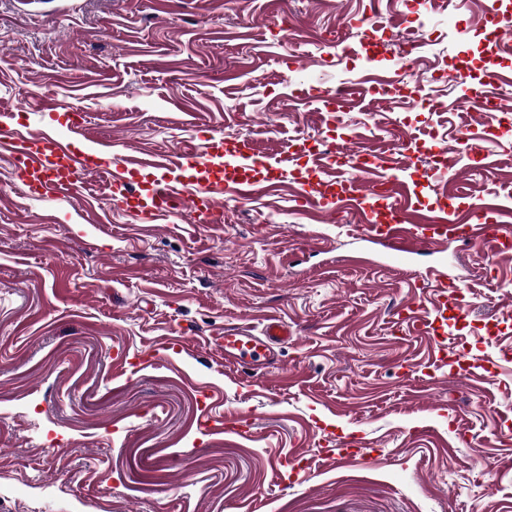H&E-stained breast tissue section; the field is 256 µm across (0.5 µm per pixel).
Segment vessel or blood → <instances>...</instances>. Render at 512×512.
Returning a JSON list of instances; mask_svg holds the SVG:
<instances>
[{"label":"vessel or blood","mask_w":512,"mask_h":512,"mask_svg":"<svg viewBox=\"0 0 512 512\" xmlns=\"http://www.w3.org/2000/svg\"><path fill=\"white\" fill-rule=\"evenodd\" d=\"M0 154L10 159L19 180L30 193L47 200L74 196L81 175L90 172L105 175L110 196L123 198L127 212L143 224L157 223L182 207L189 208L196 223L213 224L217 221L218 194L225 192L245 199L253 188L248 180L224 182L213 170L215 160L226 155L233 158L236 167L250 169L255 154L253 143L248 139L228 148L223 141L205 138L200 146L181 153L180 176L152 179L145 185L113 172L111 161L92 163L89 154L72 152L62 139L43 131L14 128L5 119L0 120ZM356 186L357 181L352 178L342 181L337 189L327 194L319 184H308L300 202L301 216L310 218L345 206L359 207L365 214L360 230L366 241L380 245L398 257L459 239L489 246L500 253L512 251V226L487 223V206H476L468 218L460 219L443 204L436 208L434 215L428 216L397 201L392 205L394 218L386 224L376 219L375 207L358 195ZM433 286L440 304L452 302L457 310H466V303L457 299L459 290L453 282L438 275ZM400 316L411 335L435 337L432 321L419 316L411 306H404ZM289 336L287 324L272 318L258 336L242 327H225L218 344L225 359H246L252 368L270 369L278 364V345L287 342Z\"/></svg>","instance_id":"obj_1"}]
</instances>
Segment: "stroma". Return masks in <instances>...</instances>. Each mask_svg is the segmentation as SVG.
Masks as SVG:
<instances>
[{
  "label": "stroma",
  "mask_w": 512,
  "mask_h": 512,
  "mask_svg": "<svg viewBox=\"0 0 512 512\" xmlns=\"http://www.w3.org/2000/svg\"><path fill=\"white\" fill-rule=\"evenodd\" d=\"M427 8L407 69L365 18L402 34L408 0H0V112L160 177L202 125L260 156L343 134L397 162L419 213L448 194L460 214L487 199L512 211V150L460 101L465 82L512 98V50L487 42V0ZM446 68L464 81H433ZM382 76L392 99L374 92ZM354 83L337 118L308 97ZM50 101L85 112L84 135L47 123ZM445 146L460 154L452 182L425 179ZM301 189L224 195L219 224H138L103 176L43 201L0 157V512H512V253L448 241L388 266L360 212L298 216ZM434 271L472 304L437 341L398 320L408 304L435 318ZM272 316L294 336L278 368L243 380L210 340L260 335ZM442 349L473 375H452ZM149 353L157 364L130 366ZM208 414L250 429L207 434ZM339 437L369 443L360 466L324 455Z\"/></svg>",
  "instance_id": "35a3bbf8"
}]
</instances>
